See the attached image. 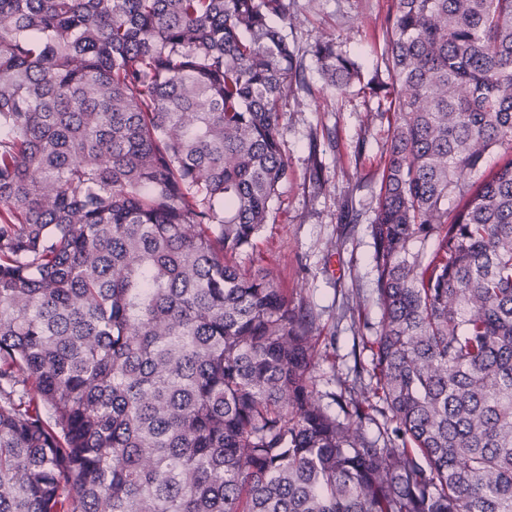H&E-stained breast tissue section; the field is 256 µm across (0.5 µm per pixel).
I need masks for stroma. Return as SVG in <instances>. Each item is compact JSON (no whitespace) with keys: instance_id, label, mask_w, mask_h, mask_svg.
<instances>
[{"instance_id":"35a3bbf8","label":"stroma","mask_w":512,"mask_h":512,"mask_svg":"<svg viewBox=\"0 0 512 512\" xmlns=\"http://www.w3.org/2000/svg\"><path fill=\"white\" fill-rule=\"evenodd\" d=\"M391 0H293L286 28L302 67L304 87L281 101L282 149L290 175L254 246L236 259L265 269L281 290L314 317L311 372L331 415L345 418L346 389L368 381L365 343L381 319L376 292L375 217L392 127L378 100L355 84L326 89L309 49L334 35L364 75L384 71L381 52ZM320 179H313L314 166Z\"/></svg>"}]
</instances>
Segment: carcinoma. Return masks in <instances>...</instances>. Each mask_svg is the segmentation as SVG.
Listing matches in <instances>:
<instances>
[{"label":"carcinoma","instance_id":"carcinoma-1","mask_svg":"<svg viewBox=\"0 0 512 512\" xmlns=\"http://www.w3.org/2000/svg\"><path fill=\"white\" fill-rule=\"evenodd\" d=\"M291 7L0 0V512H512V159L471 181L512 151V0H393L348 422L309 312L235 262L288 179Z\"/></svg>","mask_w":512,"mask_h":512}]
</instances>
